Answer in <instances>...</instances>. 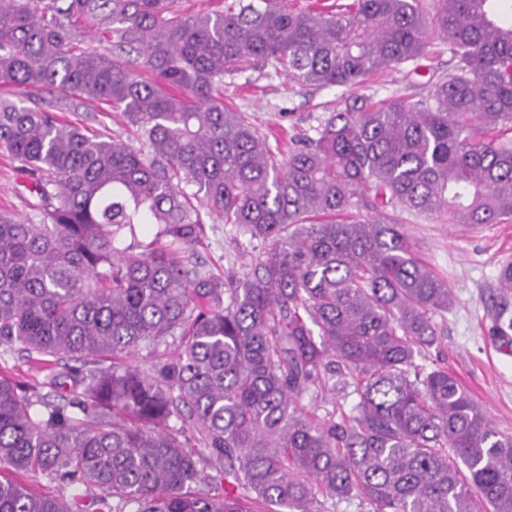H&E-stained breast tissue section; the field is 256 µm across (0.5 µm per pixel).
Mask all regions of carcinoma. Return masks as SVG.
<instances>
[{
    "mask_svg": "<svg viewBox=\"0 0 512 512\" xmlns=\"http://www.w3.org/2000/svg\"><path fill=\"white\" fill-rule=\"evenodd\" d=\"M0 0V151L31 215L0 214V348L42 365L0 372V512H82L6 477L98 491L99 512H512V435L442 366L448 283L402 214L512 219V0H352L336 12L231 0ZM109 49L80 48L84 27ZM448 42L454 73L420 100L345 99L284 156L224 102L267 69L360 87ZM108 106L127 139L64 122ZM217 216L248 237L247 270L186 255ZM142 224L154 239L137 240ZM493 333L512 344L508 304ZM177 339L145 373L143 349ZM110 358L78 375L64 359ZM356 395L337 419L306 395ZM175 420L179 425L172 426ZM195 447H188L189 441Z\"/></svg>",
    "mask_w": 512,
    "mask_h": 512,
    "instance_id": "obj_1",
    "label": "carcinoma"
}]
</instances>
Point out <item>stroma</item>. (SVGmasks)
Segmentation results:
<instances>
[{
  "label": "stroma",
  "mask_w": 512,
  "mask_h": 512,
  "mask_svg": "<svg viewBox=\"0 0 512 512\" xmlns=\"http://www.w3.org/2000/svg\"><path fill=\"white\" fill-rule=\"evenodd\" d=\"M452 68L447 43L431 36L426 68L411 72L403 65L369 78L364 95L373 100L398 96L420 99L431 83L447 79ZM226 93L249 112L265 132L288 141L297 133L314 135L346 90L316 87L290 80L284 74L252 73L236 79ZM25 179L0 155V212L25 217L28 191ZM404 230L418 256L447 280L454 303L435 315L441 345L431 350L425 365L447 367L486 411L496 430L512 434V352L493 336V313L501 298L497 278L503 265L512 263V220L503 224H457L445 215H405ZM207 237L198 255L215 273L239 267L247 250L245 237L218 219L208 220Z\"/></svg>",
  "instance_id": "stroma-1"
}]
</instances>
